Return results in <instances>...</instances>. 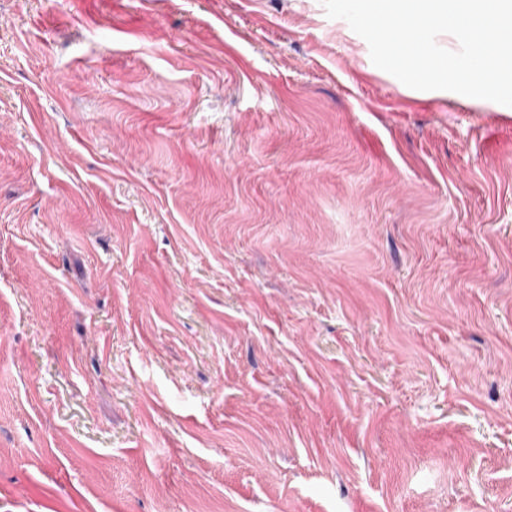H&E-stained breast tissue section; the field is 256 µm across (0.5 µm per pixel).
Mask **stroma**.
Here are the masks:
<instances>
[{
    "label": "stroma",
    "instance_id": "obj_1",
    "mask_svg": "<svg viewBox=\"0 0 512 512\" xmlns=\"http://www.w3.org/2000/svg\"><path fill=\"white\" fill-rule=\"evenodd\" d=\"M0 512H512V107L320 0H0Z\"/></svg>",
    "mask_w": 512,
    "mask_h": 512
}]
</instances>
